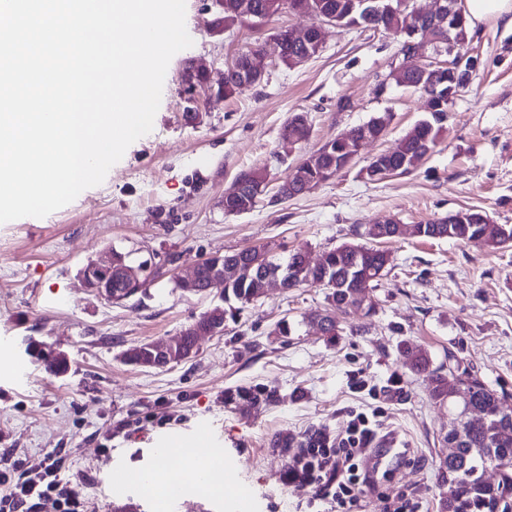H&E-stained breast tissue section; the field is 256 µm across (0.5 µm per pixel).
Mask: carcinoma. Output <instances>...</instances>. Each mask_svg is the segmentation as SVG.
<instances>
[{
  "label": "carcinoma",
  "mask_w": 512,
  "mask_h": 512,
  "mask_svg": "<svg viewBox=\"0 0 512 512\" xmlns=\"http://www.w3.org/2000/svg\"><path fill=\"white\" fill-rule=\"evenodd\" d=\"M248 2L250 10L264 19L279 12L276 0H224V27L232 25L242 2ZM296 10L308 12L316 17L331 16L336 24L362 25L382 32L402 34L413 25L410 13L390 11L382 14L372 25L366 23L363 15V0H294ZM448 28L457 38L458 49L465 53L472 40L468 22L457 17L448 19ZM288 57L301 54L305 46L288 39V30L278 31L274 37ZM422 78L420 67L409 62L406 68L394 76L396 84L410 86ZM443 119L431 113L430 118L419 121L396 144L385 153V168L399 170L406 174L417 169L427 158L428 149H433L442 130ZM262 170L254 169L240 173L239 195L234 202L238 213L244 214L256 207L253 202L255 189L265 183ZM447 239L487 247H503L512 244V225L494 224L487 219L482 224H450L448 218L435 219L424 224L423 237ZM234 256L261 260L266 272L288 275L293 285H311L328 290L327 298L339 310L356 314H369L374 309L370 291L387 274L389 254L375 246L344 243L323 253L319 265H311L305 252L297 250L288 255L280 254L268 245L244 248ZM263 295L262 279L229 277L224 284V304L234 309L233 303H248ZM412 367L428 372L431 396L441 405H448V411L455 414L456 424L444 436V442L454 452L440 462L443 473L448 475L450 494L440 500V512H509V484L512 475H505L502 481L490 484L485 479L487 465L507 459L512 462V413L502 409L498 393L477 376L462 371L457 373L448 368L444 375L429 369L426 353L408 354Z\"/></svg>",
  "instance_id": "1"
}]
</instances>
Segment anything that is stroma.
I'll use <instances>...</instances> for the list:
<instances>
[{"label": "stroma", "mask_w": 512, "mask_h": 512, "mask_svg": "<svg viewBox=\"0 0 512 512\" xmlns=\"http://www.w3.org/2000/svg\"><path fill=\"white\" fill-rule=\"evenodd\" d=\"M211 0H186L193 44L173 56L151 132L136 140L104 181L43 218L0 224V452L37 465L64 450L81 480L84 512H228V495L190 496L160 505L140 489L113 497L110 468L153 469L158 448L207 426L210 447L233 465L255 512H310L309 486L281 475L299 444L317 430L333 435L353 411L382 410L379 448L401 449L371 503L413 490L422 512H439L446 485L439 468L454 422L436 404L407 352L424 350L432 368H465L503 395L512 409V247L491 248L405 234L386 242L388 274L372 291L375 310L337 314L341 336L328 338L316 317L331 312L326 289H272L224 321L220 336L198 337L192 358L164 369L124 361L126 350L177 337L221 301L176 288L203 258L270 245L303 250L310 261L356 241L393 217L423 224L462 209L512 225V27H474L471 50L484 64L449 108L438 145L408 174L367 181L363 168L391 150L426 115L424 97L390 81L399 41L359 26H329L324 48L296 68L275 60L279 29H302L308 15L282 10L261 23L218 33ZM260 46L269 66L262 84L222 97L214 83L186 89L196 65L220 74L247 48ZM306 113L310 134L283 147L280 130ZM389 114L386 133L364 144L354 163L302 195L277 200L305 155ZM264 170L253 211L224 212L237 175ZM151 262L155 282L114 303L89 291L81 271L111 251ZM291 332L281 335V321ZM67 362L64 371L42 360ZM263 386L273 401L233 399ZM141 420V429L129 428ZM287 448H278L279 438Z\"/></svg>", "instance_id": "35a3bbf8"}]
</instances>
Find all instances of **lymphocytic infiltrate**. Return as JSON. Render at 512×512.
<instances>
[{
    "label": "lymphocytic infiltrate",
    "mask_w": 512,
    "mask_h": 512,
    "mask_svg": "<svg viewBox=\"0 0 512 512\" xmlns=\"http://www.w3.org/2000/svg\"><path fill=\"white\" fill-rule=\"evenodd\" d=\"M379 409L351 414L336 437L317 432L288 462L282 480L312 486L311 507L334 502L364 512L365 492L376 479H387L388 469L372 470L368 460L378 426ZM0 512H83V493L69 473L64 456L55 454L29 472L20 459L0 468Z\"/></svg>",
    "instance_id": "f902f5d3"
}]
</instances>
